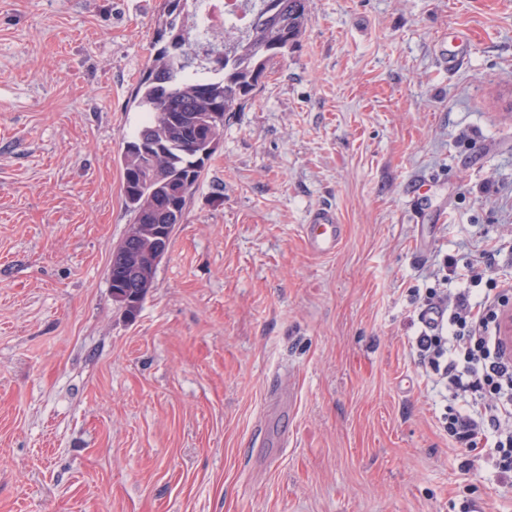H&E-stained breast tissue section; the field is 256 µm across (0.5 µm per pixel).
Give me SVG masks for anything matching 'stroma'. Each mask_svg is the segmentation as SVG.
<instances>
[{
    "instance_id": "stroma-1",
    "label": "stroma",
    "mask_w": 512,
    "mask_h": 512,
    "mask_svg": "<svg viewBox=\"0 0 512 512\" xmlns=\"http://www.w3.org/2000/svg\"><path fill=\"white\" fill-rule=\"evenodd\" d=\"M161 3L0 0V512H512L409 348L444 259L512 237V0H309L130 320L108 266ZM308 247L317 255L331 256L337 253L345 238V225L336 211L321 208L314 211L304 225Z\"/></svg>"
}]
</instances>
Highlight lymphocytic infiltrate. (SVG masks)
Returning a JSON list of instances; mask_svg holds the SVG:
<instances>
[{
	"instance_id": "lymphocytic-infiltrate-1",
	"label": "lymphocytic infiltrate",
	"mask_w": 512,
	"mask_h": 512,
	"mask_svg": "<svg viewBox=\"0 0 512 512\" xmlns=\"http://www.w3.org/2000/svg\"><path fill=\"white\" fill-rule=\"evenodd\" d=\"M494 256L490 249L463 266L448 260L449 274L467 285L426 298V307L439 309L442 321L421 330L413 347L427 376L462 403L448 418L450 435L472 450L491 442L502 480L512 481V345L501 333V319L512 310V284L489 289L478 302L470 289L487 277Z\"/></svg>"
}]
</instances>
